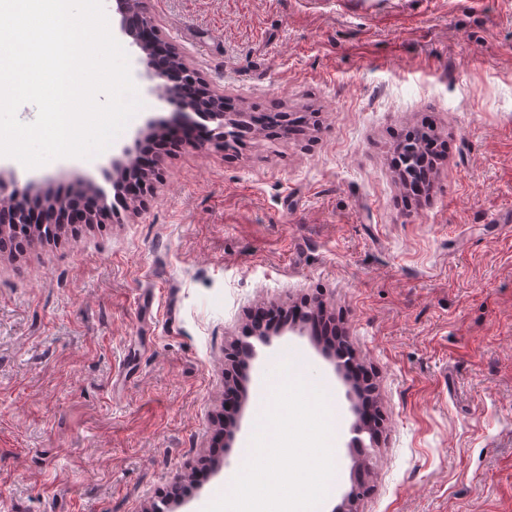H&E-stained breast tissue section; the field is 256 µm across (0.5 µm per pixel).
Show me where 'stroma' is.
Segmentation results:
<instances>
[{"mask_svg":"<svg viewBox=\"0 0 512 512\" xmlns=\"http://www.w3.org/2000/svg\"><path fill=\"white\" fill-rule=\"evenodd\" d=\"M161 38L257 130L163 157L145 205L0 254V512H203L240 463L222 434L224 351L257 307H322L372 373L382 424L353 442L333 352L281 329L243 387L302 358L339 409L333 512H512V0H143ZM117 137L176 108L149 93ZM434 120L445 154L406 197L398 136ZM100 157L14 169L44 196Z\"/></svg>","mask_w":512,"mask_h":512,"instance_id":"35a3bbf8","label":"stroma"}]
</instances>
